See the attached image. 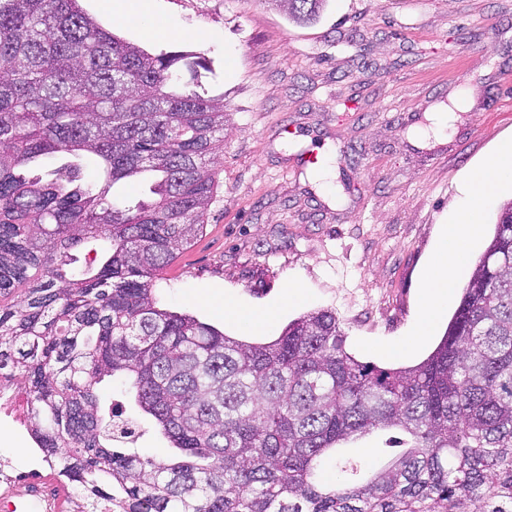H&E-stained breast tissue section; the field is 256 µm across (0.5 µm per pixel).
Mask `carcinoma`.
Returning <instances> with one entry per match:
<instances>
[{"instance_id": "carcinoma-1", "label": "carcinoma", "mask_w": 512, "mask_h": 512, "mask_svg": "<svg viewBox=\"0 0 512 512\" xmlns=\"http://www.w3.org/2000/svg\"><path fill=\"white\" fill-rule=\"evenodd\" d=\"M0 66V366L25 379L28 430L85 512H512V201L420 363L358 361L328 310L246 343L152 296L214 196L224 97L181 83L208 60L151 54L81 0H0ZM58 153L72 161L30 173ZM84 154L102 177L81 186ZM146 174L145 198H114ZM99 239L75 272L72 251ZM106 376L127 378L176 456L112 448L129 431L104 423ZM378 429L410 442L367 478L345 457L320 478L337 443Z\"/></svg>"}]
</instances>
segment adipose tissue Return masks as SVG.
Listing matches in <instances>:
<instances>
[{
  "label": "adipose tissue",
  "instance_id": "ef3b65f1",
  "mask_svg": "<svg viewBox=\"0 0 512 512\" xmlns=\"http://www.w3.org/2000/svg\"><path fill=\"white\" fill-rule=\"evenodd\" d=\"M512 180V139L501 141L494 152L469 176L464 203L456 217L443 225L436 250L423 276L420 320L416 339L428 335L436 317L467 270L469 244L490 196L504 180Z\"/></svg>",
  "mask_w": 512,
  "mask_h": 512
}]
</instances>
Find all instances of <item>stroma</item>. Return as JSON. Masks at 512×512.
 Instances as JSON below:
<instances>
[{"mask_svg": "<svg viewBox=\"0 0 512 512\" xmlns=\"http://www.w3.org/2000/svg\"><path fill=\"white\" fill-rule=\"evenodd\" d=\"M145 21H115L108 0H82L105 29L150 53H204L199 93L224 99V150L205 226L156 281L159 308L187 313L247 342L275 339L293 319L328 309L357 360L397 368L439 343L458 307L454 290L432 333L402 357L412 335L420 277L460 183L503 137H512V0H327L297 22L263 0H147ZM472 96L444 136L415 135L460 90ZM289 137H282V130ZM334 158L326 181L303 154ZM300 295L285 302L289 282ZM276 316L257 329L225 318L224 302ZM103 408L141 418L111 378L96 389ZM136 447L173 455L141 418ZM387 430L346 443L378 470L395 451ZM25 425L0 417V459L37 480Z\"/></svg>", "mask_w": 512, "mask_h": 512, "instance_id": "obj_1", "label": "stroma"}]
</instances>
